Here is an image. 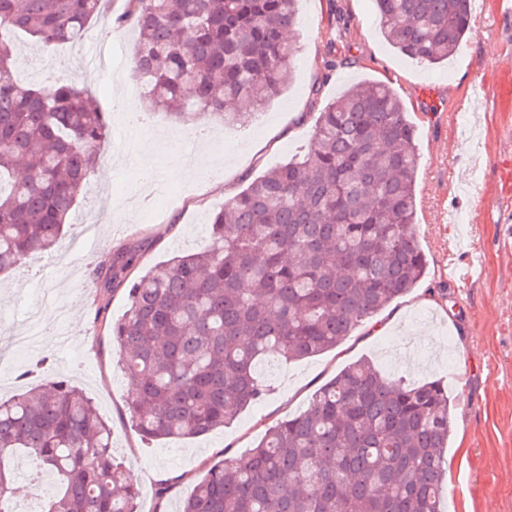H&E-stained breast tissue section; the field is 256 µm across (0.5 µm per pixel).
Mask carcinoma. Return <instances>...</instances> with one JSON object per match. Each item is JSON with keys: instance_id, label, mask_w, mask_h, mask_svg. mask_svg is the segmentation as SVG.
Instances as JSON below:
<instances>
[{"instance_id": "obj_1", "label": "carcinoma", "mask_w": 512, "mask_h": 512, "mask_svg": "<svg viewBox=\"0 0 512 512\" xmlns=\"http://www.w3.org/2000/svg\"><path fill=\"white\" fill-rule=\"evenodd\" d=\"M374 2L389 44L420 62L448 61L471 29L470 0ZM297 10L298 0H128L114 19L105 0H0V273L52 247L107 137L92 90L13 78L11 35L48 50L97 19L130 22L151 110L243 125L289 80ZM419 165L417 128L396 89L353 86L319 113L306 156L212 212L207 248L140 274L136 252H114L108 275L130 283L129 304L107 331L141 435L224 427L266 393L256 369L269 351L319 355L415 288L427 269ZM452 431L443 383L390 379L360 360L248 454L205 463L182 512H442ZM111 440L91 400L63 380L0 399V499L15 480L3 458L22 450L55 477L43 512H137Z\"/></svg>"}]
</instances>
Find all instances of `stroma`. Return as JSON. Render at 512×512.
<instances>
[{"mask_svg": "<svg viewBox=\"0 0 512 512\" xmlns=\"http://www.w3.org/2000/svg\"><path fill=\"white\" fill-rule=\"evenodd\" d=\"M295 35L298 52L285 89L245 125L210 124L206 147L184 122L154 113L155 122L180 134L181 152L197 154L209 177L167 180L175 155L154 145L149 157L158 161V173L143 189L138 147L152 136L126 128L115 111L126 99L132 111H146L142 84L133 58L116 63L110 54L117 41L134 50L136 31L93 23L79 40L50 51L17 39V76L34 84L70 76L90 87L108 135L92 185L80 192L61 240L46 256L0 276V341L15 336L31 311L53 315L39 326L43 343L22 358L45 360V367L24 381L1 374L0 397L68 380L110 425L112 454L139 492L138 512H181L205 462L247 454L268 426L298 415L321 385L364 357L390 378L443 380L454 398L445 467L460 492L444 498L443 512H512V250L498 243L500 225L512 222V204L495 168L496 160L512 156V15L499 0H472L470 32L438 66L408 59L385 41L373 0H301ZM372 80L397 89L418 129L416 224L428 258L425 277L381 312L380 330L363 323L338 348L303 361L269 353L258 371L268 387L265 399L238 411L226 428L143 440L130 419L118 349L105 329L126 311L128 291L105 287L103 262L119 247L138 252L144 269L203 250L212 210L270 168L304 155L325 105L350 84ZM463 141L469 150L462 155ZM97 217L109 223L94 249L70 252L69 243ZM472 255L480 258L473 279L449 280V257ZM8 462L17 474L14 512H41L45 498L33 485L42 473L38 461L20 455Z\"/></svg>", "mask_w": 512, "mask_h": 512, "instance_id": "35a3bbf8", "label": "stroma"}]
</instances>
